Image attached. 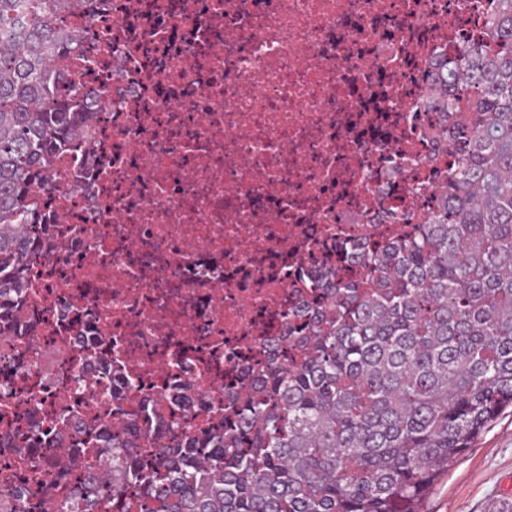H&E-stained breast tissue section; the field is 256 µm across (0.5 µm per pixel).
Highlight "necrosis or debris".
Here are the masks:
<instances>
[{"instance_id": "obj_1", "label": "necrosis or debris", "mask_w": 512, "mask_h": 512, "mask_svg": "<svg viewBox=\"0 0 512 512\" xmlns=\"http://www.w3.org/2000/svg\"><path fill=\"white\" fill-rule=\"evenodd\" d=\"M497 0H100L62 16L99 58L88 142L40 191L38 259L0 336V512H60L92 427L224 420L310 280L414 232L448 167L425 97L436 57ZM62 431L67 450L42 434Z\"/></svg>"}]
</instances>
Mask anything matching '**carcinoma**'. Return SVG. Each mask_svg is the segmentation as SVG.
<instances>
[{
	"label": "carcinoma",
	"instance_id": "cac0c4a2",
	"mask_svg": "<svg viewBox=\"0 0 512 512\" xmlns=\"http://www.w3.org/2000/svg\"><path fill=\"white\" fill-rule=\"evenodd\" d=\"M488 21L492 55L466 46L436 61L427 108L454 156L438 205L397 242L355 249L366 278L317 282L288 321L289 361L255 375L224 429L161 445L150 420L90 432L106 471L98 494L134 488L135 512H419L437 478L512 408V0ZM90 0H0V310L36 258L37 190L90 124L101 97L69 79L95 56L60 14ZM157 446L155 462L136 449Z\"/></svg>",
	"mask_w": 512,
	"mask_h": 512
}]
</instances>
